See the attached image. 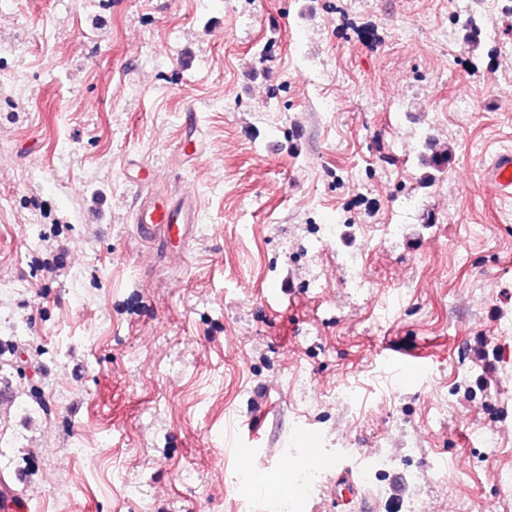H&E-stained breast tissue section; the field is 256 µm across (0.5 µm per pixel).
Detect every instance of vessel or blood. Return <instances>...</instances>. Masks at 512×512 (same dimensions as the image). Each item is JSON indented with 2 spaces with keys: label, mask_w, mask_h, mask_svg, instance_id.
I'll use <instances>...</instances> for the list:
<instances>
[{
  "label": "vessel or blood",
  "mask_w": 512,
  "mask_h": 512,
  "mask_svg": "<svg viewBox=\"0 0 512 512\" xmlns=\"http://www.w3.org/2000/svg\"><path fill=\"white\" fill-rule=\"evenodd\" d=\"M482 183L495 196L512 199V150L496 154L482 170ZM199 204L195 195L178 190L166 194L149 193L133 210V222L146 238L157 241L164 253L174 254L184 249L194 237L198 222ZM24 474L0 480V512H26L28 504L15 490L25 482ZM337 505L355 504L357 512H375L369 501L359 498L350 482L336 487Z\"/></svg>",
  "instance_id": "b4317fda"
}]
</instances>
